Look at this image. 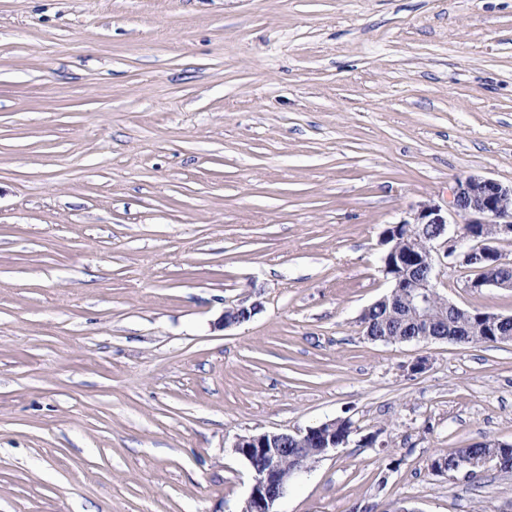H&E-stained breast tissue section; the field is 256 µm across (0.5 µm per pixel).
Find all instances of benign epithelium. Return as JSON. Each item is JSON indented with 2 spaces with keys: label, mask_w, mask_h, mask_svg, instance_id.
<instances>
[{
  "label": "benign epithelium",
  "mask_w": 512,
  "mask_h": 512,
  "mask_svg": "<svg viewBox=\"0 0 512 512\" xmlns=\"http://www.w3.org/2000/svg\"><path fill=\"white\" fill-rule=\"evenodd\" d=\"M448 211L462 219L456 237L446 238L448 216L441 207L423 203L410 215L389 226L383 235L386 250L382 257L381 272L390 283V291L377 300L379 304L395 306L404 303L412 315L424 321L434 311L471 315L442 296L436 286L435 264L444 257L448 266L476 272L466 287L479 291L494 287L512 289V263L503 259L497 244L512 240V186H505L495 179L481 175H467L456 180ZM435 226L436 233L429 238L419 236L420 228ZM495 269L498 275L484 278L483 274ZM257 306H235L224 311L222 327L229 328L248 320ZM484 330L495 332L502 340L512 342L504 330L512 324V316L483 312ZM326 423L299 430L293 434L263 432L238 438L232 445L234 452L249 465L253 482L241 512H278L277 505L294 473L302 470L298 460L283 459L290 450L319 448L328 453L347 444L346 439L336 440V435L325 432ZM509 472L512 461L496 453L481 457L463 456L457 459V473L468 478L473 469Z\"/></svg>",
  "instance_id": "7a95c632"
}]
</instances>
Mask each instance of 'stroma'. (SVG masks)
Returning <instances> with one entry per match:
<instances>
[{"mask_svg":"<svg viewBox=\"0 0 512 512\" xmlns=\"http://www.w3.org/2000/svg\"><path fill=\"white\" fill-rule=\"evenodd\" d=\"M469 174L512 184V0H0V512H240L238 437L335 418L279 512H512L430 469L512 443V342L361 322Z\"/></svg>","mask_w":512,"mask_h":512,"instance_id":"1","label":"stroma"}]
</instances>
